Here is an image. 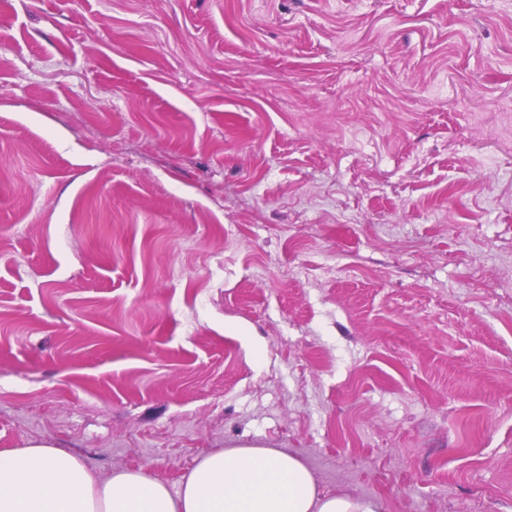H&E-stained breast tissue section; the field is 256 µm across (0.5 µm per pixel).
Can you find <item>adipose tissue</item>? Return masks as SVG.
<instances>
[{
  "instance_id": "1",
  "label": "adipose tissue",
  "mask_w": 512,
  "mask_h": 512,
  "mask_svg": "<svg viewBox=\"0 0 512 512\" xmlns=\"http://www.w3.org/2000/svg\"><path fill=\"white\" fill-rule=\"evenodd\" d=\"M378 503L320 492L296 455L232 445L199 458L178 489L146 468L99 477L47 441L0 450V512H379Z\"/></svg>"
}]
</instances>
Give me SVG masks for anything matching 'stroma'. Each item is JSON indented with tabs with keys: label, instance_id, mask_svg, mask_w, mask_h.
Wrapping results in <instances>:
<instances>
[{
	"label": "stroma",
	"instance_id": "stroma-1",
	"mask_svg": "<svg viewBox=\"0 0 512 512\" xmlns=\"http://www.w3.org/2000/svg\"><path fill=\"white\" fill-rule=\"evenodd\" d=\"M42 439L512 512V0H0V450Z\"/></svg>",
	"mask_w": 512,
	"mask_h": 512
}]
</instances>
